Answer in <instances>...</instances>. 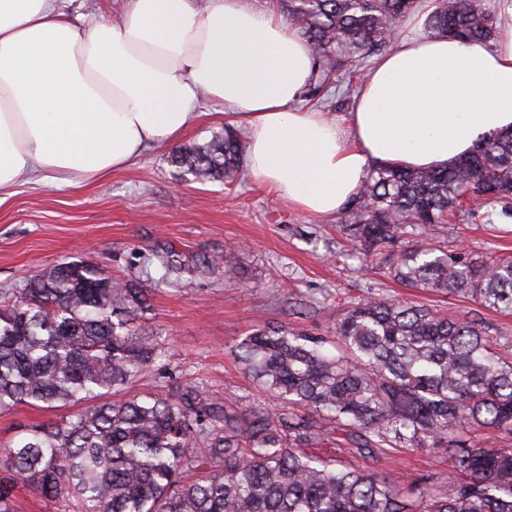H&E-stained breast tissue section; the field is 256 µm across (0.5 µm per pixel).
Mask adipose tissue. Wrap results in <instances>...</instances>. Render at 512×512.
<instances>
[{
    "label": "adipose tissue",
    "mask_w": 512,
    "mask_h": 512,
    "mask_svg": "<svg viewBox=\"0 0 512 512\" xmlns=\"http://www.w3.org/2000/svg\"><path fill=\"white\" fill-rule=\"evenodd\" d=\"M487 42L411 37L378 58L346 120L303 107L314 56L246 0H127L80 27L57 0H0V203L21 178L98 181L196 124L200 99L248 130L246 165L301 213L342 210L377 166L437 169L512 130V0Z\"/></svg>",
    "instance_id": "adipose-tissue-1"
}]
</instances>
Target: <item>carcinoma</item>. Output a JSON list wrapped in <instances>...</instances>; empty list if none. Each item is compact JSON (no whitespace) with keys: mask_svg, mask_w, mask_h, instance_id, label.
Returning a JSON list of instances; mask_svg holds the SVG:
<instances>
[{"mask_svg":"<svg viewBox=\"0 0 512 512\" xmlns=\"http://www.w3.org/2000/svg\"><path fill=\"white\" fill-rule=\"evenodd\" d=\"M418 7V0H273L315 56L306 102L326 107L334 85L360 84L362 64L393 44L397 21ZM429 9L433 36L495 34L482 0H431ZM242 152L241 136L226 129L170 161L197 180L233 182L245 176ZM473 204L512 213V132L443 169L371 170L339 229L377 251L449 224ZM154 258L172 283L195 274L175 253ZM386 271L405 285L512 313L511 255L477 262L430 245L403 251ZM146 295L78 260L0 300V411L86 403L0 450V512H15L18 486L73 500L79 512H512V448L460 437L482 428L512 436V358L481 323L377 295L336 321L334 354L326 339L293 326L255 329L235 357L284 405L271 412L256 404L238 415L192 388L111 398L164 355L134 326ZM326 444L367 453L444 448L464 479L446 496L421 493L415 506L412 486L298 451ZM191 471L201 477L186 481Z\"/></svg>","mask_w":512,"mask_h":512,"instance_id":"1","label":"carcinoma"}]
</instances>
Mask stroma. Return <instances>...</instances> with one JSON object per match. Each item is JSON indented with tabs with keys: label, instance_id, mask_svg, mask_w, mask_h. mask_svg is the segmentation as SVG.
Masks as SVG:
<instances>
[{
	"label": "stroma",
	"instance_id": "35a3bbf8",
	"mask_svg": "<svg viewBox=\"0 0 512 512\" xmlns=\"http://www.w3.org/2000/svg\"><path fill=\"white\" fill-rule=\"evenodd\" d=\"M80 26L118 18L125 0H61ZM170 146L154 147L133 165L95 184L19 183L0 205V297L61 262L84 260L112 277L143 280L150 308L137 324L165 355L124 387L122 396L184 387L244 412L260 394L234 358L238 341L262 326L289 324L332 338L351 303L375 295L482 322L487 336L512 351V314L486 310L458 296L410 288L384 277L382 254H350L339 215L305 216L245 177L235 185L201 183L170 165ZM451 250L475 259L512 253V219L478 209L461 213L454 230L437 229ZM173 250L198 273L174 287L149 258ZM234 250V275L203 269ZM20 405L0 414V442L22 428L68 416ZM341 464L376 471L447 494L458 480L442 448L361 453L336 448Z\"/></svg>",
	"mask_w": 512,
	"mask_h": 512
}]
</instances>
